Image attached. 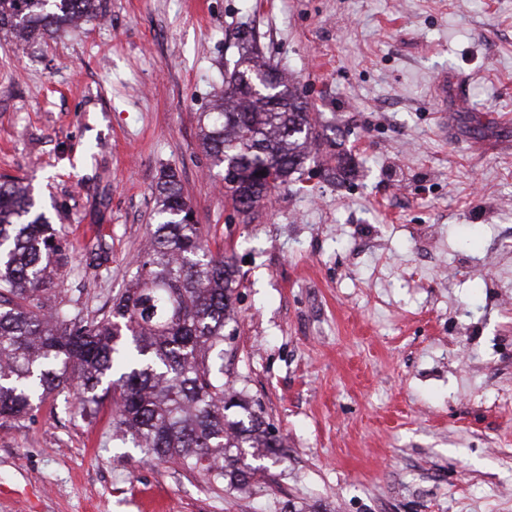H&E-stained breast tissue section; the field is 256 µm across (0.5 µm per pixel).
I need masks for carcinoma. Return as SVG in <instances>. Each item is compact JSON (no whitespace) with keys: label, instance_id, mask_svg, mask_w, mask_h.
<instances>
[{"label":"carcinoma","instance_id":"obj_1","mask_svg":"<svg viewBox=\"0 0 512 512\" xmlns=\"http://www.w3.org/2000/svg\"><path fill=\"white\" fill-rule=\"evenodd\" d=\"M99 0H0V32L19 42L52 35L97 13ZM215 166H231L234 206L249 214L302 174L312 150L335 145L308 102L243 32L214 111L200 116ZM351 158L336 152L333 177ZM153 233L129 288L109 314L85 320L52 297L67 248L30 189L0 183V419L29 415L49 393H71L85 411L112 394L116 428L148 455L199 471L211 484L256 480L254 451L286 449L261 409L224 383V326L237 271L204 242L173 169L157 185Z\"/></svg>","mask_w":512,"mask_h":512}]
</instances>
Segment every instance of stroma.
<instances>
[{
    "label": "stroma",
    "instance_id": "obj_1",
    "mask_svg": "<svg viewBox=\"0 0 512 512\" xmlns=\"http://www.w3.org/2000/svg\"><path fill=\"white\" fill-rule=\"evenodd\" d=\"M0 36V181L69 251L60 299L108 314L162 170L238 272L224 378L282 439L244 490L152 459L112 403L0 420V512H512V0H100ZM285 68L354 177L319 154L243 218L199 118L237 31Z\"/></svg>",
    "mask_w": 512,
    "mask_h": 512
}]
</instances>
